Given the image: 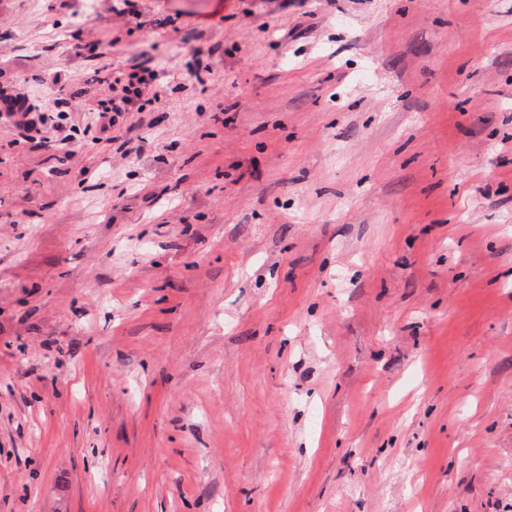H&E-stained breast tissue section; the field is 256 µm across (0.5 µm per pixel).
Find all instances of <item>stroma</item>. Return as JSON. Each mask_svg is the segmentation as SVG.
I'll return each mask as SVG.
<instances>
[{
	"instance_id": "35a3bbf8",
	"label": "stroma",
	"mask_w": 512,
	"mask_h": 512,
	"mask_svg": "<svg viewBox=\"0 0 512 512\" xmlns=\"http://www.w3.org/2000/svg\"><path fill=\"white\" fill-rule=\"evenodd\" d=\"M94 43L169 87L0 121V512H512V0H0V90ZM159 81V72L153 59L144 58L127 73L120 93L112 98L110 105L88 111L89 120L82 130L70 121V114L77 105L64 97L57 98L56 112H33L34 108L28 105L25 97L3 95L0 97V118H13L14 126L22 139L53 142L62 149L78 144L80 135L84 138L90 133L99 134L93 135V140L99 141L104 137L112 140L116 115L121 112H144L145 104L140 103L144 90L154 83L157 87Z\"/></svg>"
}]
</instances>
